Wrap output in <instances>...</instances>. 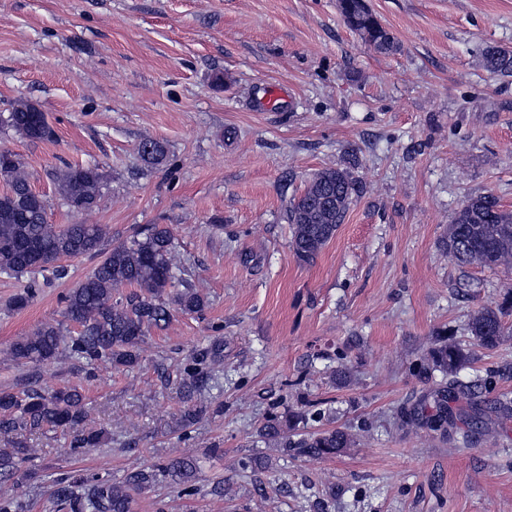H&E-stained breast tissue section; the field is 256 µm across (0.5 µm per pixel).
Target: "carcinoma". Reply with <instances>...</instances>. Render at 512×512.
Masks as SVG:
<instances>
[{
    "instance_id": "obj_1",
    "label": "carcinoma",
    "mask_w": 512,
    "mask_h": 512,
    "mask_svg": "<svg viewBox=\"0 0 512 512\" xmlns=\"http://www.w3.org/2000/svg\"><path fill=\"white\" fill-rule=\"evenodd\" d=\"M338 9L346 24L374 53L390 56L400 52L397 37L359 0H338ZM479 65L503 77L512 76V49L489 46L481 53ZM0 128L31 142L55 137L46 113L31 100H19L1 114ZM138 151L153 165L166 157L164 145L157 140L142 142ZM0 178L6 185L0 193V274L28 278L27 288L13 297V306H26L40 282L47 281L51 273H60L61 259L101 257L65 297L63 317L76 325V330L64 332L61 321L41 324L31 335L10 345L8 355L15 365L40 367L66 358L85 366L90 375L102 364L129 371L139 364L141 344L150 329L168 324L174 310L192 315L205 308L197 290L178 288L181 280L173 251L174 235L168 225L148 224L129 239L107 248L108 230L101 224L49 223L48 201L33 191L18 156H13L9 165L0 166ZM53 181L69 210L89 215L99 207L107 174L97 164L69 165L56 171ZM362 192V182L349 168H325L309 178L287 209L297 258L310 262L317 257L343 222L353 198ZM444 250L459 265L490 268L511 264L512 211L503 208L492 193L467 200L454 212ZM123 287L132 291L114 297ZM511 306L512 290L508 291L506 304L483 307L473 315L468 331L474 344L491 350L509 335L504 317ZM221 355V344L215 342L199 349L195 363L185 369L186 378L180 383L187 403L182 416L185 423L195 419L209 385L211 366L221 360ZM428 361L431 371L448 378L434 394L435 413L430 415V425L454 426L457 414L448 407V400L462 398L470 404L471 412L464 416L469 418L471 429H482L477 385L453 379L458 370L471 363L470 350L456 343H442L430 351ZM45 427L68 434L74 456L98 447L104 437V430L86 422L85 397L75 387L46 392L26 386L18 392H0V433L17 429L36 432ZM259 436L284 452L302 448L320 457H334L350 447L349 435L336 428L293 442L276 418L260 427ZM33 456L34 449L21 443L1 449L0 479L21 477L22 465ZM197 473V459L185 455L171 456L151 467H134L120 481L98 474L62 473L53 479L52 496L57 506L69 512H132L134 496L162 478H172L179 494L194 495ZM0 512H30V503L18 494L4 493L0 495Z\"/></svg>"
}]
</instances>
